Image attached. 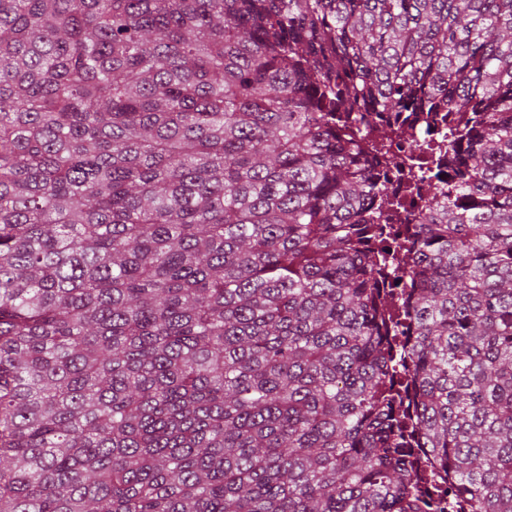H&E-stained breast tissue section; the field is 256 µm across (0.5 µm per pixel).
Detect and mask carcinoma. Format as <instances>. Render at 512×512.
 <instances>
[{"instance_id": "cac0c4a2", "label": "carcinoma", "mask_w": 512, "mask_h": 512, "mask_svg": "<svg viewBox=\"0 0 512 512\" xmlns=\"http://www.w3.org/2000/svg\"><path fill=\"white\" fill-rule=\"evenodd\" d=\"M0 512H512V0H0ZM407 134L395 140L402 148L401 153L397 152L396 146H393V152L398 156L405 155L414 146L421 145L429 140L438 136V132L443 133L448 131V124L445 122L440 125L439 131L435 124L429 123L426 119V114H416L410 117L406 124ZM379 170L387 173L385 178V187L390 196L406 197L407 198V212L403 213L399 217L385 215L383 211H380L377 216V224H394V229L399 228L400 231H404L407 228L411 229L412 225L405 224H416L413 219L414 215L420 211L426 204H428L427 197H419L416 195L410 196L407 191L406 182L398 172V168L389 161L386 156L381 159Z\"/></svg>"}]
</instances>
